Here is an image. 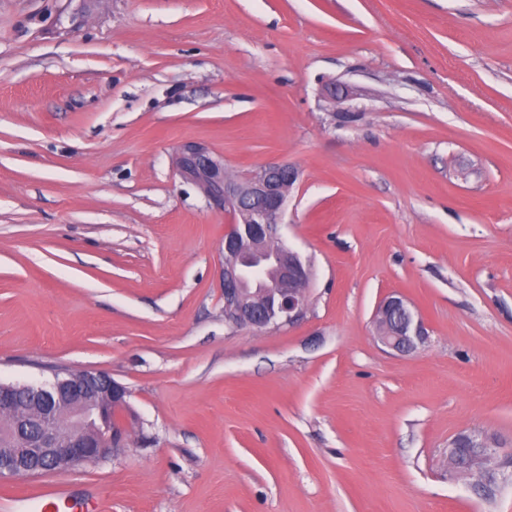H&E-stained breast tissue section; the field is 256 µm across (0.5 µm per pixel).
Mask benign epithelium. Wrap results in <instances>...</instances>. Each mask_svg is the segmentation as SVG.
<instances>
[{
	"label": "benign epithelium",
	"mask_w": 512,
	"mask_h": 512,
	"mask_svg": "<svg viewBox=\"0 0 512 512\" xmlns=\"http://www.w3.org/2000/svg\"><path fill=\"white\" fill-rule=\"evenodd\" d=\"M179 174L198 185L231 225L224 234V319L237 327L275 330L295 324L309 306L311 261L286 244L280 229L298 171L271 163L241 177L205 145L185 144L176 158ZM376 339L406 354L417 350L428 332L416 307L402 294L387 295L377 306ZM27 396L29 407L15 404ZM129 390L108 374L64 372L44 385L0 382V479L63 471L97 462L130 445L135 416ZM462 448L482 452L461 468ZM497 444L479 432L455 436L448 444V468L456 479L484 496L500 467Z\"/></svg>",
	"instance_id": "benign-epithelium-1"
}]
</instances>
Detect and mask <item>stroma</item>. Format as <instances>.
I'll return each mask as SVG.
<instances>
[{
	"mask_svg": "<svg viewBox=\"0 0 512 512\" xmlns=\"http://www.w3.org/2000/svg\"><path fill=\"white\" fill-rule=\"evenodd\" d=\"M188 142L297 169L293 326L225 323ZM393 292L411 354L374 337ZM67 369L140 436L0 480L13 512H512L448 476L462 431L512 448V0H0V381ZM373 323L376 339L396 353L414 352L428 337L421 314L401 293L389 294L379 303Z\"/></svg>",
	"mask_w": 512,
	"mask_h": 512,
	"instance_id": "obj_1",
	"label": "stroma"
}]
</instances>
